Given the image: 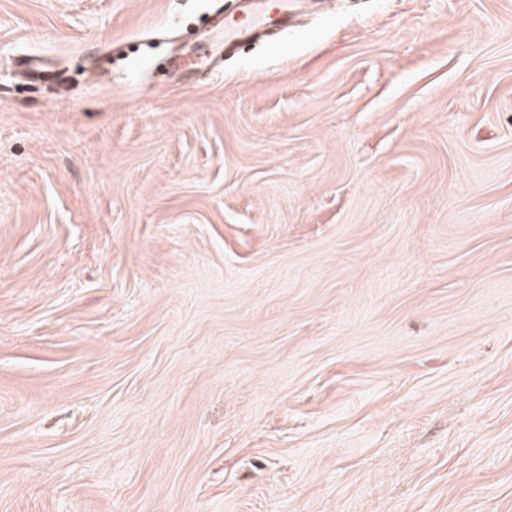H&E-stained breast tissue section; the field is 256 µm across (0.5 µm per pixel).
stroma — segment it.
<instances>
[{
    "instance_id": "stroma-1",
    "label": "stroma",
    "mask_w": 512,
    "mask_h": 512,
    "mask_svg": "<svg viewBox=\"0 0 512 512\" xmlns=\"http://www.w3.org/2000/svg\"><path fill=\"white\" fill-rule=\"evenodd\" d=\"M213 2L0 0V512H512V0ZM265 0H237L236 21L241 20L237 25L224 22V16L219 15L216 27L224 26V55L232 52L234 47L241 40L258 38L261 34L271 32L273 28L284 26L291 21V15L285 13L269 16Z\"/></svg>"
}]
</instances>
